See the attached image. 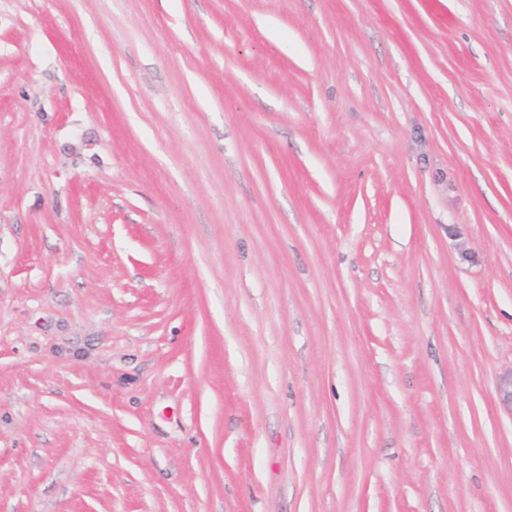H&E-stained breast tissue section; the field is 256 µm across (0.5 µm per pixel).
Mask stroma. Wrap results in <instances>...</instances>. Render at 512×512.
Wrapping results in <instances>:
<instances>
[{"instance_id":"stroma-1","label":"stroma","mask_w":512,"mask_h":512,"mask_svg":"<svg viewBox=\"0 0 512 512\" xmlns=\"http://www.w3.org/2000/svg\"><path fill=\"white\" fill-rule=\"evenodd\" d=\"M0 512H512V0H0Z\"/></svg>"}]
</instances>
